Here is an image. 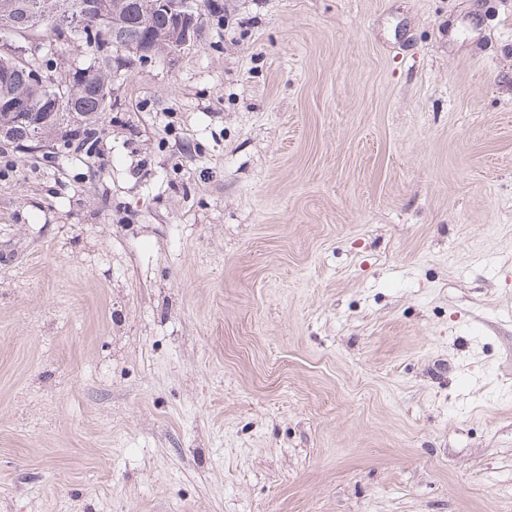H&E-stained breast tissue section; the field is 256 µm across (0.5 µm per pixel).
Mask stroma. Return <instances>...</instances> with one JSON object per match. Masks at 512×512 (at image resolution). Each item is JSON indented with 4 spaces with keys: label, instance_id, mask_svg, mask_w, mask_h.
Here are the masks:
<instances>
[{
    "label": "stroma",
    "instance_id": "35a3bbf8",
    "mask_svg": "<svg viewBox=\"0 0 512 512\" xmlns=\"http://www.w3.org/2000/svg\"><path fill=\"white\" fill-rule=\"evenodd\" d=\"M217 2L0 142V512H512V0Z\"/></svg>",
    "mask_w": 512,
    "mask_h": 512
}]
</instances>
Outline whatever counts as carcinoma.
Listing matches in <instances>:
<instances>
[{
  "label": "carcinoma",
  "mask_w": 512,
  "mask_h": 512,
  "mask_svg": "<svg viewBox=\"0 0 512 512\" xmlns=\"http://www.w3.org/2000/svg\"><path fill=\"white\" fill-rule=\"evenodd\" d=\"M11 5L0 11V54L9 47L19 48L32 41L44 43V53L29 58V66L13 68L8 80L0 81V137L17 143L29 142L33 131L48 135L65 122L82 129L78 144L66 147L90 156L98 141L99 115L112 105V71L118 60L134 63V58L153 60L181 42V35L170 24L167 12L148 6V0H103L106 13L97 12L98 0H56L58 13L32 21L27 5L36 0H0ZM121 32L122 43L135 52L118 55L112 46V29ZM73 40L85 44L88 63L60 74L54 69V56L63 53ZM44 69L59 82L68 83L69 98L50 123L37 125L51 93V84L33 82L32 69Z\"/></svg>",
  "instance_id": "cac0c4a2"
}]
</instances>
